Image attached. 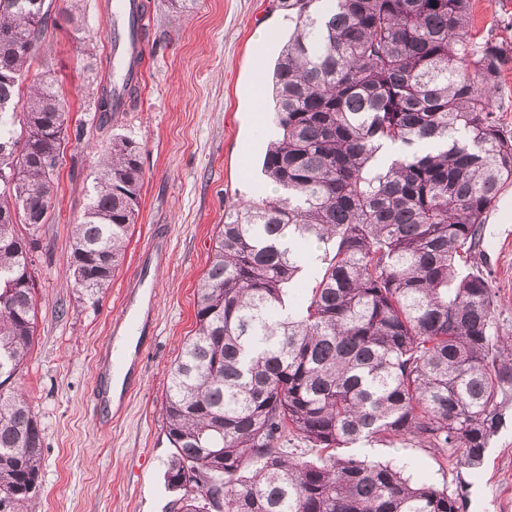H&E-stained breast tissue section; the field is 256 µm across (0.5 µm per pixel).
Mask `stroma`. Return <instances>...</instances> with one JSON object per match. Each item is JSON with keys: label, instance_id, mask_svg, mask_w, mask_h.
I'll list each match as a JSON object with an SVG mask.
<instances>
[{"label": "stroma", "instance_id": "35a3bbf8", "mask_svg": "<svg viewBox=\"0 0 512 512\" xmlns=\"http://www.w3.org/2000/svg\"><path fill=\"white\" fill-rule=\"evenodd\" d=\"M150 16L148 59L138 100L101 123L98 97L111 74L106 21L111 0H52L57 17L31 61V75L51 74L70 107L62 164L51 191L50 218L39 232L36 338L12 385L23 388L44 437L42 491L30 512H170L163 472L171 446L164 431L169 374L195 334L194 302L212 241L234 204L275 197L260 173L269 141L280 135L273 104L253 109L255 73L269 74L281 42L295 27L292 0H195L180 11L171 0H143ZM75 7L74 24L60 21ZM270 43H263L264 34ZM471 36L512 42V0H472ZM139 143L140 217L124 261L98 298L64 285L74 224L89 203L98 154L112 138ZM168 236L171 261L157 277L156 336L143 377L126 409L101 428L91 403L99 349L119 317L122 283L135 269L154 227ZM476 261L497 292L496 329L512 336V185L485 224ZM363 456L404 467L412 479L463 491L466 512H512V421L474 473L416 443L371 444Z\"/></svg>", "mask_w": 512, "mask_h": 512}]
</instances>
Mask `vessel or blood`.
<instances>
[{
  "mask_svg": "<svg viewBox=\"0 0 512 512\" xmlns=\"http://www.w3.org/2000/svg\"><path fill=\"white\" fill-rule=\"evenodd\" d=\"M144 21L140 0H114L108 34L115 82L124 81L132 57L147 53L142 36ZM170 259L166 239H153L139 255L137 269L124 285L122 312L101 346L93 385L95 407L103 421H110L124 408L129 386L140 377L143 339L156 333V276Z\"/></svg>",
  "mask_w": 512,
  "mask_h": 512,
  "instance_id": "1",
  "label": "vessel or blood"
}]
</instances>
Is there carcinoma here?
<instances>
[{"label": "carcinoma", "mask_w": 512, "mask_h": 512, "mask_svg": "<svg viewBox=\"0 0 512 512\" xmlns=\"http://www.w3.org/2000/svg\"><path fill=\"white\" fill-rule=\"evenodd\" d=\"M42 0H0V376L35 341L34 254L68 131L43 76L15 102L48 25ZM269 93L280 136L263 174L277 198L224 213L197 289L195 335L170 372L171 512H465L462 493L338 450L414 441L474 472L505 422L512 336L490 272L468 269L512 181V133L489 94L512 45L469 37L471 0H295ZM101 88L100 121L116 111ZM385 143L406 147L389 161ZM140 146L103 150L72 231L71 288L110 284L140 215ZM288 240V246L282 241ZM323 265L304 303L286 301ZM306 445L307 458L288 448ZM43 436L25 393L0 390V512L42 485Z\"/></svg>", "instance_id": "cac0c4a2"}]
</instances>
